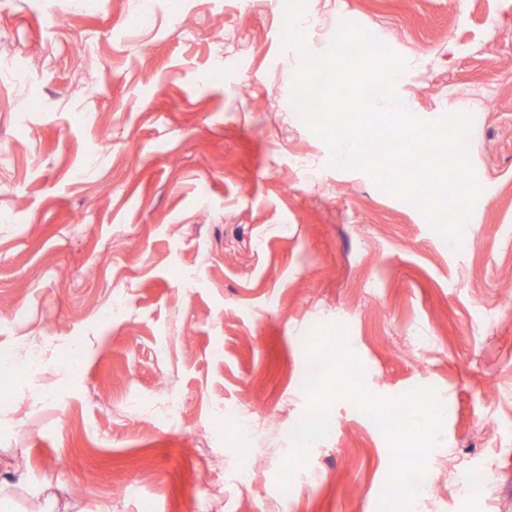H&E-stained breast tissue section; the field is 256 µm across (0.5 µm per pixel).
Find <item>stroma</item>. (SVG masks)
Instances as JSON below:
<instances>
[{
  "label": "stroma",
  "mask_w": 512,
  "mask_h": 512,
  "mask_svg": "<svg viewBox=\"0 0 512 512\" xmlns=\"http://www.w3.org/2000/svg\"><path fill=\"white\" fill-rule=\"evenodd\" d=\"M305 10L326 22L313 56L342 15L404 57L395 91L419 118L488 97L468 137L482 191L466 248L330 167L290 104L302 57L282 47L283 0H0V69L27 74L0 84V346L58 350L36 377L0 371L17 512H224L227 495L237 512H377L389 444L347 400L278 487L307 410L304 338L333 322L369 391L430 385L448 406L420 512H512V0ZM89 31L97 53L74 66ZM250 416L265 424L243 448ZM246 451L258 469L240 491ZM469 466L488 480L462 498Z\"/></svg>",
  "instance_id": "stroma-1"
}]
</instances>
